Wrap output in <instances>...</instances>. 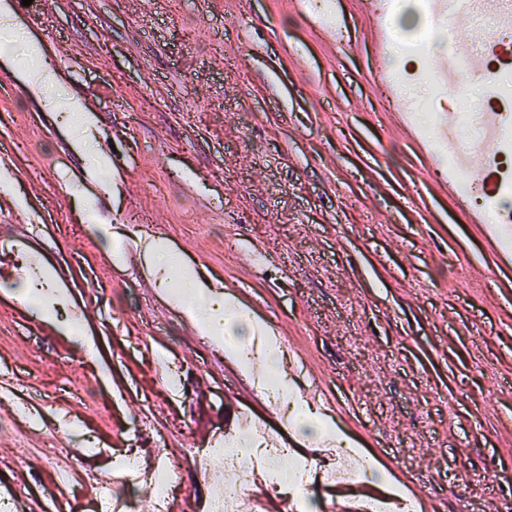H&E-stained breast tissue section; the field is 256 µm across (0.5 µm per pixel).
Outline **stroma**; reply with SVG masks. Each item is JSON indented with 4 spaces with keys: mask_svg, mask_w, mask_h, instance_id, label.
<instances>
[{
    "mask_svg": "<svg viewBox=\"0 0 512 512\" xmlns=\"http://www.w3.org/2000/svg\"><path fill=\"white\" fill-rule=\"evenodd\" d=\"M11 13L27 39L71 47L40 56L66 91L110 114L112 155H88L77 115L0 89V156L11 179L0 236L26 222L17 268L0 278V490L20 483L38 512L104 464L92 426L122 447L157 445L181 471V501L209 482L192 447L250 406L293 452L319 447L256 389L240 360L200 335L149 270L137 229L182 256L199 280L235 294L288 338L353 439L419 512H500L512 502V262L485 246L441 191L433 87L445 30L427 43L414 4L407 42L382 53L368 0H70ZM420 65L399 126L378 75ZM68 152H61V144ZM98 178L88 189L82 172ZM272 261L228 258L225 237ZM106 284L103 292L94 283ZM174 377L158 379L157 369ZM62 454L46 467L43 444Z\"/></svg>",
    "mask_w": 512,
    "mask_h": 512,
    "instance_id": "stroma-1",
    "label": "stroma"
}]
</instances>
